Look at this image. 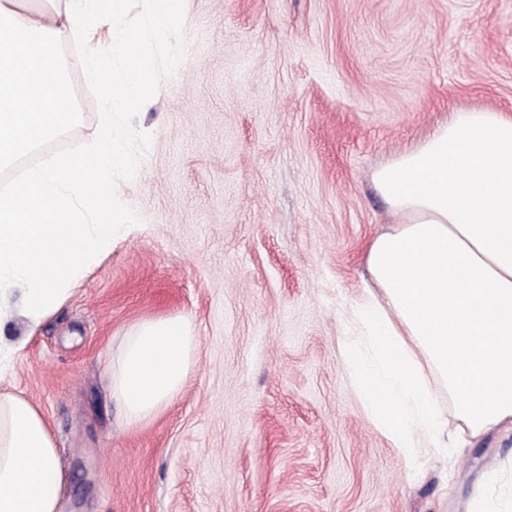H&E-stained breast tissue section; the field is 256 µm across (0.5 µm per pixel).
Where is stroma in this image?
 <instances>
[{"mask_svg":"<svg viewBox=\"0 0 512 512\" xmlns=\"http://www.w3.org/2000/svg\"><path fill=\"white\" fill-rule=\"evenodd\" d=\"M132 103L121 228L10 363L65 475L59 512H470L498 426L407 467L343 361L369 240L395 221L371 174L452 108L512 112V0H184ZM77 120L0 168V191L99 132L103 98L62 49ZM181 315L195 360L129 427L109 366L141 319Z\"/></svg>","mask_w":512,"mask_h":512,"instance_id":"35a3bbf8","label":"stroma"}]
</instances>
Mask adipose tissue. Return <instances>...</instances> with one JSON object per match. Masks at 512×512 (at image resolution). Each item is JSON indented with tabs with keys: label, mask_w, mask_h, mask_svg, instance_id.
I'll return each mask as SVG.
<instances>
[{
	"label": "adipose tissue",
	"mask_w": 512,
	"mask_h": 512,
	"mask_svg": "<svg viewBox=\"0 0 512 512\" xmlns=\"http://www.w3.org/2000/svg\"><path fill=\"white\" fill-rule=\"evenodd\" d=\"M149 32L101 52L124 0H0V166L72 124L59 49L75 41L103 94L99 139L28 169L0 193V340L15 355L112 242L108 175L135 160L115 118L158 89L146 34L172 30L179 0H153ZM396 221L364 259L375 290L355 307L344 345L376 429L414 465L429 449L512 424V113L459 107L372 173ZM195 338L181 316L140 320L112 363L128 426L179 394ZM448 392L453 413L441 411ZM456 417V432L448 419ZM57 448L40 410L0 394V512H57Z\"/></svg>",
	"instance_id": "ef3b65f1"
}]
</instances>
